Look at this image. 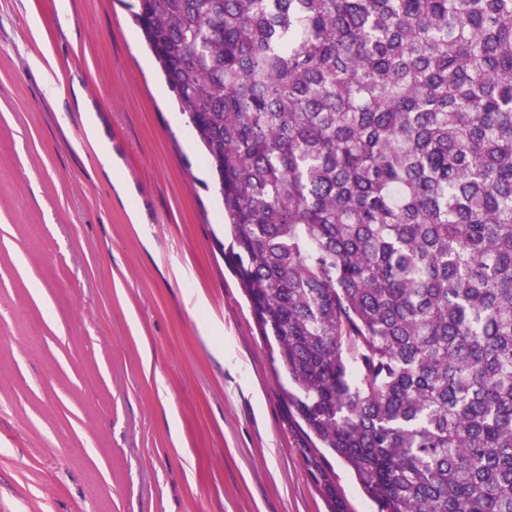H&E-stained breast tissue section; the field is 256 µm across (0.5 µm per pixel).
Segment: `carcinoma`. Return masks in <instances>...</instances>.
<instances>
[{"mask_svg":"<svg viewBox=\"0 0 512 512\" xmlns=\"http://www.w3.org/2000/svg\"><path fill=\"white\" fill-rule=\"evenodd\" d=\"M305 462L512 512V0H136Z\"/></svg>","mask_w":512,"mask_h":512,"instance_id":"cac0c4a2","label":"carcinoma"}]
</instances>
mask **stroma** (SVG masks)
<instances>
[{
  "label": "stroma",
  "instance_id": "1",
  "mask_svg": "<svg viewBox=\"0 0 512 512\" xmlns=\"http://www.w3.org/2000/svg\"><path fill=\"white\" fill-rule=\"evenodd\" d=\"M133 2L0 0V512H331Z\"/></svg>",
  "mask_w": 512,
  "mask_h": 512
}]
</instances>
